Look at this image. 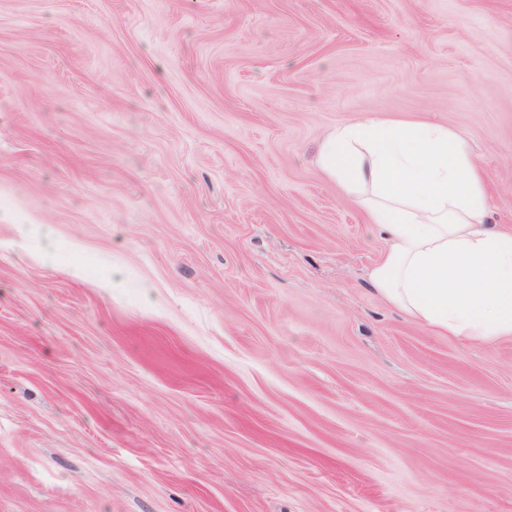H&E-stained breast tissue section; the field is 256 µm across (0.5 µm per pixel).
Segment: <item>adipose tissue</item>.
<instances>
[{"instance_id":"ef3b65f1","label":"adipose tissue","mask_w":512,"mask_h":512,"mask_svg":"<svg viewBox=\"0 0 512 512\" xmlns=\"http://www.w3.org/2000/svg\"><path fill=\"white\" fill-rule=\"evenodd\" d=\"M320 162L385 242L369 273L383 300L442 336L512 340V230L489 225L486 182L464 137L367 117L329 133Z\"/></svg>"}]
</instances>
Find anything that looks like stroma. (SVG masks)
<instances>
[{
    "label": "stroma",
    "mask_w": 512,
    "mask_h": 512,
    "mask_svg": "<svg viewBox=\"0 0 512 512\" xmlns=\"http://www.w3.org/2000/svg\"><path fill=\"white\" fill-rule=\"evenodd\" d=\"M366 117L512 226V0H0V512H512V341L382 300L319 164Z\"/></svg>",
    "instance_id": "stroma-1"
}]
</instances>
